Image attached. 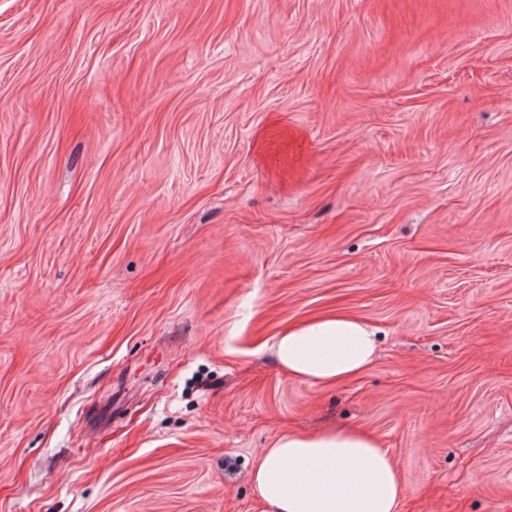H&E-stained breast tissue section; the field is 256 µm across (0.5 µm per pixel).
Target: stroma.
I'll use <instances>...</instances> for the list:
<instances>
[{
  "instance_id": "35a3bbf8",
  "label": "stroma",
  "mask_w": 512,
  "mask_h": 512,
  "mask_svg": "<svg viewBox=\"0 0 512 512\" xmlns=\"http://www.w3.org/2000/svg\"><path fill=\"white\" fill-rule=\"evenodd\" d=\"M328 424L512 512V0H0V512H261ZM378 329L352 313L336 310L292 323L271 350L288 376L337 384L363 374L378 354Z\"/></svg>"
}]
</instances>
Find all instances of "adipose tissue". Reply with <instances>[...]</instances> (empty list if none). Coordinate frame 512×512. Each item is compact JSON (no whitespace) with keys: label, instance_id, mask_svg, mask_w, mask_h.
<instances>
[{"label":"adipose tissue","instance_id":"adipose-tissue-1","mask_svg":"<svg viewBox=\"0 0 512 512\" xmlns=\"http://www.w3.org/2000/svg\"><path fill=\"white\" fill-rule=\"evenodd\" d=\"M271 350L288 376L337 384L373 364L377 330L357 315L327 312L288 325ZM251 481L261 512H398L406 494L395 459L361 427L283 432L261 453Z\"/></svg>","mask_w":512,"mask_h":512}]
</instances>
